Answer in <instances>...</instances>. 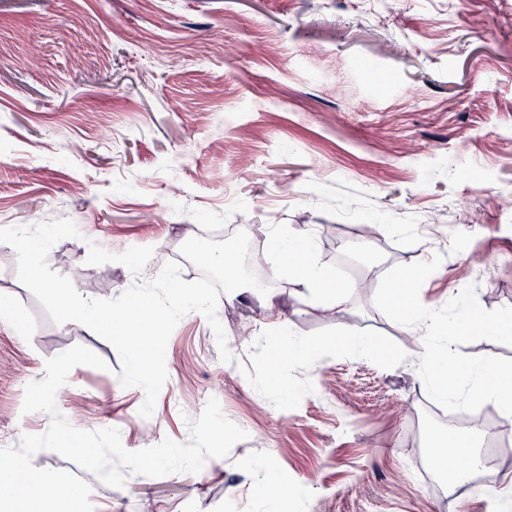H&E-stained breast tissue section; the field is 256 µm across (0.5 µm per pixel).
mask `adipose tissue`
Instances as JSON below:
<instances>
[{"label": "adipose tissue", "mask_w": 512, "mask_h": 512, "mask_svg": "<svg viewBox=\"0 0 512 512\" xmlns=\"http://www.w3.org/2000/svg\"><path fill=\"white\" fill-rule=\"evenodd\" d=\"M272 244L273 270L276 276L292 277L310 296L328 306L345 302L347 290L337 282L334 274L314 261L315 241L306 228L275 226L267 228ZM512 323V312L501 311L482 316L472 322L460 315L450 319L429 312L414 328L413 357L420 367L422 384L440 398L460 402L469 396L495 405L507 423H512V367H490L467 362L458 353L462 336L473 328H480L487 336L499 335L503 326ZM455 447L471 462L470 468L448 472V492L456 494L465 488L473 495L491 502L495 512H512V487L488 489L474 482V473L486 465L477 450L476 434L455 436L451 443H438L432 455L438 462H446L448 447Z\"/></svg>", "instance_id": "obj_1"}]
</instances>
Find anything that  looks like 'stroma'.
Returning <instances> with one entry per match:
<instances>
[{
    "mask_svg": "<svg viewBox=\"0 0 512 512\" xmlns=\"http://www.w3.org/2000/svg\"><path fill=\"white\" fill-rule=\"evenodd\" d=\"M223 40H215L214 31ZM39 65H31L32 48ZM512 0H0V227L66 218L82 233L55 244L52 270L87 298L113 299L178 262L187 229L206 239L252 233L250 264L268 276L286 328L316 344L271 374L249 289L221 296L232 362L205 317L185 315L166 350L168 380L151 418L145 394L122 387L121 360L82 325L54 324L0 243V448L47 430L23 413L45 361L75 345L105 359L80 365L56 395L80 430L118 429L129 450L190 440L187 418L209 399L248 437L200 472L125 473L110 487L88 472L108 512H258L272 463L291 512H488L448 486L427 453L452 438L448 416L474 417L494 483L512 477L498 410L448 405L420 382L411 325L382 286L420 267L422 306L452 315L512 310ZM388 225L385 233L373 232ZM311 226L316 260L348 291L327 307L272 275L267 226ZM112 254L154 249L141 273L87 264L89 243ZM349 330L378 352L329 348ZM461 355L512 365V337L464 336ZM428 477L415 480L412 460Z\"/></svg>",
    "mask_w": 512,
    "mask_h": 512,
    "instance_id": "obj_1",
    "label": "stroma"
}]
</instances>
